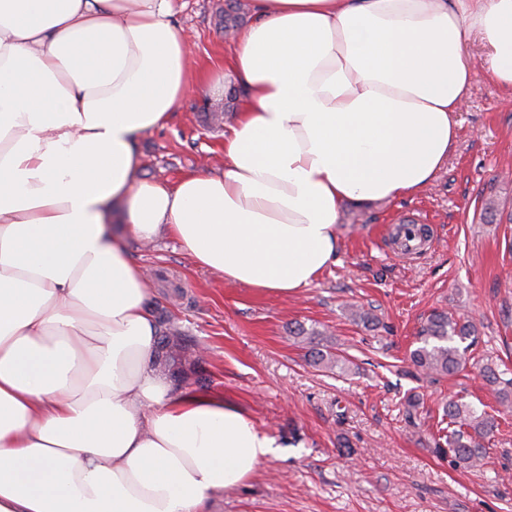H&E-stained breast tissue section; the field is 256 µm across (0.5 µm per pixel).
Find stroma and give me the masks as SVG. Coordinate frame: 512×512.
Here are the masks:
<instances>
[{
    "instance_id": "stroma-1",
    "label": "stroma",
    "mask_w": 512,
    "mask_h": 512,
    "mask_svg": "<svg viewBox=\"0 0 512 512\" xmlns=\"http://www.w3.org/2000/svg\"><path fill=\"white\" fill-rule=\"evenodd\" d=\"M174 24L193 47L194 70L223 75L216 93L184 97L164 127L140 140V178L175 184L189 171L224 167V137L243 97L224 63L225 0H174ZM473 93L458 114L456 143L422 194L345 204L338 263L294 296L261 294L198 267L164 236L129 241L151 273V301L190 342L173 388L223 394L277 450L211 512H512V404L481 368L512 378V92L486 72L472 40ZM221 112L214 123L212 112ZM427 225L425 252L406 255L391 235L409 219ZM358 304L371 323L354 321ZM471 321L478 342L466 366L430 378L409 355L429 315ZM323 334L346 370L314 365L290 326ZM495 410L483 466H454L435 448L443 404Z\"/></svg>"
}]
</instances>
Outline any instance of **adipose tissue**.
<instances>
[{"label": "adipose tissue", "instance_id": "adipose-tissue-1", "mask_svg": "<svg viewBox=\"0 0 512 512\" xmlns=\"http://www.w3.org/2000/svg\"><path fill=\"white\" fill-rule=\"evenodd\" d=\"M171 0H0V512H210L274 441L172 391L124 242L288 296L336 264L343 203L421 194L472 91H512V0H253L224 168L138 178L194 79ZM120 225H111L112 215Z\"/></svg>", "mask_w": 512, "mask_h": 512}]
</instances>
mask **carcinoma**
Here are the masks:
<instances>
[{"label": "carcinoma", "instance_id": "obj_1", "mask_svg": "<svg viewBox=\"0 0 512 512\" xmlns=\"http://www.w3.org/2000/svg\"><path fill=\"white\" fill-rule=\"evenodd\" d=\"M157 319L161 326L158 345L163 347L158 358L166 363H182L188 345L181 334L171 327L164 314H159ZM290 333L294 343L308 349L314 364L327 369L346 364L344 356L322 348L319 332L299 325L290 329ZM468 339L476 340L474 327L469 322L453 319L445 311L435 312L422 330L424 346L411 352V361L429 374H453L466 364L467 349L460 348L456 342L463 343ZM482 372L486 381L497 387L501 401L512 400V378H503L502 372L488 364L482 367ZM444 416L448 417L445 443L454 462L465 468L482 465L485 459L484 443L494 436L497 429L494 415L486 411L479 413L469 404L450 400L445 405Z\"/></svg>", "mask_w": 512, "mask_h": 512}]
</instances>
